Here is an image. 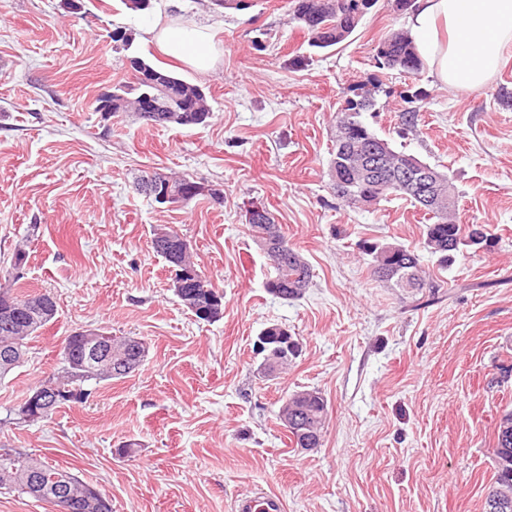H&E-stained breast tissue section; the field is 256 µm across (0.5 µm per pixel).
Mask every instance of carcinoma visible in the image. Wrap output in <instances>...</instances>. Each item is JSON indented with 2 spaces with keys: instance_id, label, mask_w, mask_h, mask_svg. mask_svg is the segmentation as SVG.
Instances as JSON below:
<instances>
[{
  "instance_id": "cac0c4a2",
  "label": "carcinoma",
  "mask_w": 512,
  "mask_h": 512,
  "mask_svg": "<svg viewBox=\"0 0 512 512\" xmlns=\"http://www.w3.org/2000/svg\"><path fill=\"white\" fill-rule=\"evenodd\" d=\"M293 19L299 22L310 36L311 46L329 48L336 46L352 34L355 27H348L347 34H336L338 26L349 20L343 12H336L331 0H292ZM388 44L389 53L403 61L405 72L416 74L422 69V61L415 52L411 37L404 32H394L384 39ZM135 82L123 85L118 92L112 93V115L122 117L133 114L137 119L152 125L163 124V119H146L137 110V105L145 93L155 91L159 84L170 93V99L175 103L178 112L173 124L191 126L203 123L209 115L206 96L197 85L190 84L169 71L158 69L141 58H135ZM362 109L352 103L348 111L341 113L336 125V141H341L344 130L349 125L360 128V143L367 148L377 142L378 137L371 133L359 120ZM359 157L357 154L343 156L335 153L331 168L342 170L345 185L336 189V195L349 204H356L354 192L359 182L353 177L356 173ZM440 193L436 202L423 207L430 215L433 223L427 225L425 245L430 253L438 256L444 264L460 250L462 246H482L487 242L488 235L482 226L473 224L469 228L455 223L451 218V207L448 206V194H456L455 187L448 175L432 167ZM251 232L263 226L277 233L282 252H268L272 261L274 275L266 282V288L272 295L283 300L299 298L312 279V271L307 260L280 233L275 224L272 212L264 210L262 214H253L248 218ZM152 247L171 268L174 277H180L181 264L189 260L182 249L180 235L172 233L166 238L152 239ZM372 255V277L382 283L396 288H402L408 293H418L434 284L423 275L420 256L417 251L397 243H373L366 246ZM195 291L204 297V303L210 304L219 292L213 287L211 280L202 275L197 278ZM30 293L14 292L10 288H0V301L11 300L16 305L17 315L9 321L0 320V344L9 340H19L27 344L31 336L43 328L57 313L56 303L51 301L50 293L42 295L47 303V317L33 318L27 310ZM263 347L257 350L262 356V366L265 374L273 375L286 368L293 359L297 358L299 342L279 324L265 327L261 332ZM145 357V347L141 343L132 345L127 350V358L121 366L109 367L91 359L84 373L64 372L55 378L62 390L55 407L71 401L69 386L75 382L105 381L122 379L138 369ZM327 416V402L316 390L295 391L288 396L286 405L279 411V419H288V432L292 435L296 447L302 449L317 448L321 445L322 431ZM496 463L495 481L489 487L485 498V512H512V412H506L499 420L496 444L493 448ZM37 471L40 474L44 489L36 494L25 488L28 473ZM60 483L70 484L76 491L88 488V484L77 478L71 472L49 464L41 457L19 450L13 456L0 455V490L7 493L28 495L40 500H52L54 487Z\"/></svg>"
}]
</instances>
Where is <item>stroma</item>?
Returning a JSON list of instances; mask_svg holds the SVG:
<instances>
[{
	"mask_svg": "<svg viewBox=\"0 0 512 512\" xmlns=\"http://www.w3.org/2000/svg\"><path fill=\"white\" fill-rule=\"evenodd\" d=\"M173 23L212 29V71L147 41L148 28ZM118 27L130 48H116ZM406 27L377 0L346 41L318 49L290 0L226 12L211 0H151L139 12L83 0L78 13L60 0H0V285L22 276L58 308L0 380V448L68 469L112 512H233L258 489L279 494L286 512H483L496 426L512 410V48L485 86L450 88L427 66H382L380 43ZM132 57L201 87L206 121L99 112L101 95L133 81ZM365 97L361 121L446 173L457 221L484 225L489 247L461 249L444 268L424 249L423 210L405 197H337L336 117ZM153 171L193 178L202 192L156 203L135 188ZM252 202L312 268L300 299L266 290L272 268L246 222ZM165 227L222 294L219 320L196 318L175 296L152 248ZM367 242L419 251L435 291L374 281ZM272 323L301 353L266 376L254 343ZM80 327L139 338L142 366L21 422L29 392L62 369L61 338ZM304 389L328 408L310 450L278 419Z\"/></svg>",
	"mask_w": 512,
	"mask_h": 512,
	"instance_id": "stroma-1",
	"label": "stroma"
}]
</instances>
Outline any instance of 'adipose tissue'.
I'll return each mask as SVG.
<instances>
[{
    "instance_id": "1",
    "label": "adipose tissue",
    "mask_w": 512,
    "mask_h": 512,
    "mask_svg": "<svg viewBox=\"0 0 512 512\" xmlns=\"http://www.w3.org/2000/svg\"><path fill=\"white\" fill-rule=\"evenodd\" d=\"M407 26L440 83L479 88L496 74L512 44V0H417ZM148 35L161 52L192 70L213 69L217 49L207 27L173 24Z\"/></svg>"
}]
</instances>
